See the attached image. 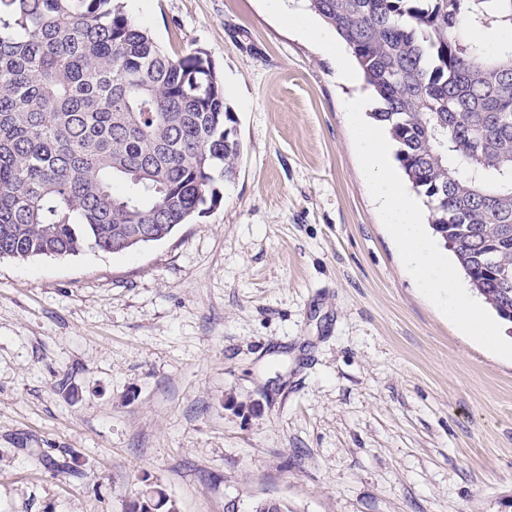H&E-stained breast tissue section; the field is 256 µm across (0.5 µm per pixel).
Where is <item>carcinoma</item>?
Instances as JSON below:
<instances>
[{"instance_id": "obj_1", "label": "carcinoma", "mask_w": 512, "mask_h": 512, "mask_svg": "<svg viewBox=\"0 0 512 512\" xmlns=\"http://www.w3.org/2000/svg\"><path fill=\"white\" fill-rule=\"evenodd\" d=\"M354 55L372 118L472 289L512 323V0H306ZM237 120L208 55L172 56L122 0H0V255L119 253L217 206ZM152 488L140 512H173Z\"/></svg>"}]
</instances>
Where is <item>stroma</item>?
<instances>
[{
  "label": "stroma",
  "instance_id": "35a3bbf8",
  "mask_svg": "<svg viewBox=\"0 0 512 512\" xmlns=\"http://www.w3.org/2000/svg\"><path fill=\"white\" fill-rule=\"evenodd\" d=\"M203 50L242 143L220 204L119 253L0 258V512H512V360L415 288L350 85L261 0H124Z\"/></svg>",
  "mask_w": 512,
  "mask_h": 512
}]
</instances>
